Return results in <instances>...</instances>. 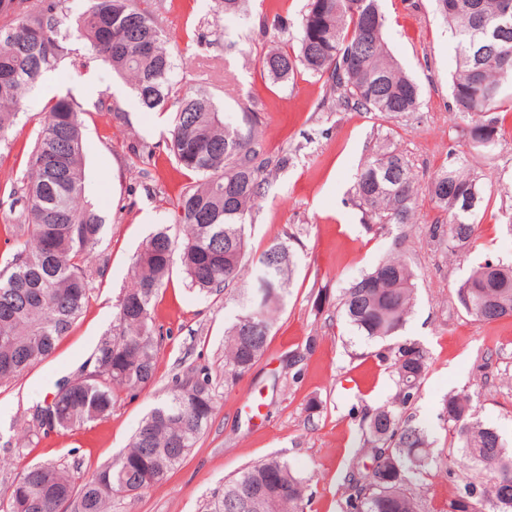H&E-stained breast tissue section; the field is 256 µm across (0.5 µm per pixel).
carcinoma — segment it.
<instances>
[{
    "instance_id": "1",
    "label": "carcinoma",
    "mask_w": 512,
    "mask_h": 512,
    "mask_svg": "<svg viewBox=\"0 0 512 512\" xmlns=\"http://www.w3.org/2000/svg\"><path fill=\"white\" fill-rule=\"evenodd\" d=\"M66 0H16L0 9V141L19 115L26 93L68 54L67 43H86L92 59L127 79L146 112L168 115L167 148L196 177L173 201L176 238L164 227L145 242L133 263L134 285L119 300L118 324L94 355L96 375L58 384L38 423L23 421L17 444L38 430H67L106 418L115 393L153 381L163 330L153 324L152 304L179 255L192 287L212 293L232 289L242 310L225 328L224 376L251 370L267 350L273 315L288 295L292 258L273 242L248 248L247 230L280 165L267 155L256 126L244 130L224 119L210 94L199 89L170 96L172 47L183 35L161 26L152 0H88L72 17ZM249 0H217L226 15L247 11ZM435 0L456 41L457 69L449 111L463 124L456 132L488 149L504 134L500 112H512V0ZM386 17L379 0H308L298 22L295 49L277 45L260 57L263 73L278 83L307 73L322 80L336 107L400 117L417 111V83L395 62L384 41ZM82 110L57 99L40 121L25 156V207L5 219L0 253V381L47 359L91 300L102 274L95 250L104 224L88 199L83 167ZM440 216L429 225L430 243L459 258L474 243V224L487 208L479 179L456 157L421 187L404 152L384 143L360 165L354 197L366 223H414L421 191ZM415 273L402 257L381 260L344 289L336 308L349 326L371 341L396 335L414 301ZM455 297L474 321L512 318V264L486 260L462 280ZM391 369L392 402L360 417L362 447L371 466L345 477L342 512H420L415 485L429 469L448 465L431 450L428 426L407 414L418 398L429 357L414 342L378 354ZM199 385L177 379L167 396L140 422L129 447L75 490L74 477L50 464L33 466L0 492V512H108L116 493L141 494L163 482L195 447L217 405L208 369L195 370ZM448 430L481 473L459 480L446 512H512V450L499 430L481 420L470 399L448 397ZM309 484L284 459L271 455L225 482L208 512H303Z\"/></svg>"
}]
</instances>
